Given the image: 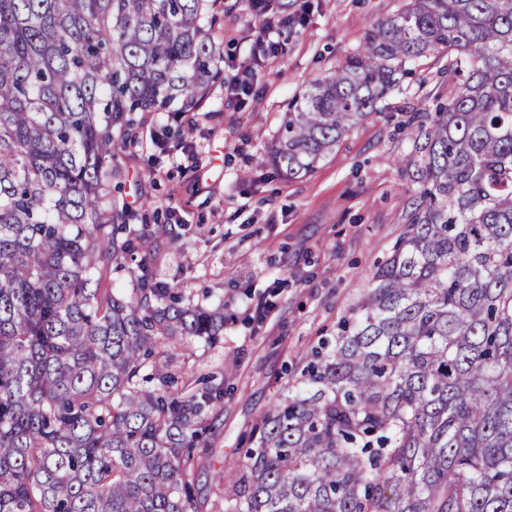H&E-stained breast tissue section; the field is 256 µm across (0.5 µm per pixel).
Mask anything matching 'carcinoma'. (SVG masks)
I'll list each match as a JSON object with an SVG mask.
<instances>
[{
	"label": "carcinoma",
	"instance_id": "1",
	"mask_svg": "<svg viewBox=\"0 0 512 512\" xmlns=\"http://www.w3.org/2000/svg\"><path fill=\"white\" fill-rule=\"evenodd\" d=\"M220 0H0V512H200L190 449L224 377L175 386L224 308L154 281L112 203L136 112H191ZM448 53L406 222L333 342L268 409L224 512H512V0H408L292 103L295 179ZM135 285L114 294L103 266Z\"/></svg>",
	"mask_w": 512,
	"mask_h": 512
}]
</instances>
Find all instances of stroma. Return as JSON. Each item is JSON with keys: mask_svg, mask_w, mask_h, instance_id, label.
<instances>
[{"mask_svg": "<svg viewBox=\"0 0 512 512\" xmlns=\"http://www.w3.org/2000/svg\"><path fill=\"white\" fill-rule=\"evenodd\" d=\"M279 2L290 21L272 33L280 52L257 71L250 97L229 100L224 82L257 55L258 22L248 0H224L214 26L223 55L208 99L195 112L138 113L135 143L112 160V196L126 224L174 229L143 248L155 277L224 309L219 342L196 343L175 360L186 380L226 373L216 430L196 451L200 512H218L216 472L233 478L261 412L287 394L388 257L413 194L399 164L413 146L412 118L454 89L437 74L446 55L417 61L382 110L313 173L287 179L269 150L289 102L361 49L370 24L405 0Z\"/></svg>", "mask_w": 512, "mask_h": 512, "instance_id": "1", "label": "stroma"}]
</instances>
